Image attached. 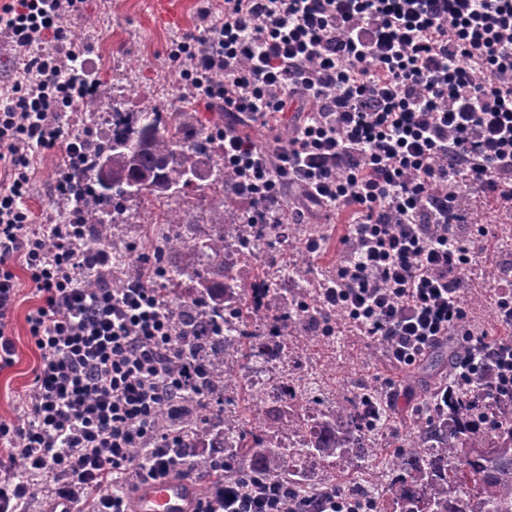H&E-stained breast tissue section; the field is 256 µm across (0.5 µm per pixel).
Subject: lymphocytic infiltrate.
<instances>
[{
	"mask_svg": "<svg viewBox=\"0 0 512 512\" xmlns=\"http://www.w3.org/2000/svg\"><path fill=\"white\" fill-rule=\"evenodd\" d=\"M82 2L0 11V41L29 53L23 90L0 98L1 368L16 354L13 266L40 299L27 316L37 363L22 421L0 423V512H25L37 493L76 512H126L140 484L189 466L153 424L199 373L170 339L171 308L153 288H86L111 251L86 244L79 217L33 224L24 206L35 152L60 146L70 160L89 143L60 120L98 90L66 78L81 51L63 21ZM172 58L175 82L232 120L274 126L302 102L287 146L260 147L231 122L217 149L245 223L284 236L314 209L349 212L346 260L318 289L324 309L402 368L457 330L459 273L474 254L458 231L459 190L512 212V0H224L222 17L185 33ZM461 342L455 376L485 403L512 397V338L468 331ZM201 477L194 512H362L336 491L299 500L274 478L245 485L221 467Z\"/></svg>",
	"mask_w": 512,
	"mask_h": 512,
	"instance_id": "1",
	"label": "lymphocytic infiltrate"
}]
</instances>
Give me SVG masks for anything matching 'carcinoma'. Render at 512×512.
I'll return each instance as SVG.
<instances>
[{"label": "carcinoma", "mask_w": 512, "mask_h": 512, "mask_svg": "<svg viewBox=\"0 0 512 512\" xmlns=\"http://www.w3.org/2000/svg\"><path fill=\"white\" fill-rule=\"evenodd\" d=\"M112 124L116 129L94 146L95 202L82 209L85 237L103 246L112 244V225L120 223L118 216L125 214L127 201L152 196L177 202L189 186V176L202 179V157L209 151L208 140L199 138L202 130L168 122L159 112L151 118L134 112L126 119L114 102ZM235 178L232 169L217 168L212 185L223 198L210 207L213 232L181 245L187 260L164 280L163 296L176 292L184 277L195 283L196 295L173 306V333L181 337L182 327H191L205 343L224 332L215 320L231 310L242 329L235 354L245 361L258 352L250 335L243 333L253 320L269 321L289 341H309L315 335L306 324L334 323L336 314L318 305H302L297 314L286 306L265 313L268 281L248 282L225 262L227 238H255L256 249L274 234L269 224L257 226L239 219L235 199L225 194ZM187 356L202 367L201 389L179 393L177 400L194 413L179 419L162 409L154 417L155 429L168 434L172 446L196 448L207 440L212 462L228 456L243 467L245 477L276 476L296 491L313 462L333 464L338 458L352 465L378 455L379 446L368 442V433L376 430L382 417L364 410L357 395L324 413L305 447L288 450L272 441L266 426L307 432V404L295 391L288 392V403L283 404L242 386L244 400L253 407V419L236 415L226 419L224 407L218 405L224 397L217 390L231 374L226 353L196 350ZM480 405L475 387L461 385L448 406L419 418L409 432L398 435L395 450L386 460L397 479L377 495L379 512H512V400L496 403L495 417L477 430L473 421Z\"/></svg>", "instance_id": "cac0c4a2"}]
</instances>
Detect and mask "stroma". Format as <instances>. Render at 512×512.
Returning <instances> with one entry per match:
<instances>
[{"label":"stroma","instance_id":"obj_1","mask_svg":"<svg viewBox=\"0 0 512 512\" xmlns=\"http://www.w3.org/2000/svg\"><path fill=\"white\" fill-rule=\"evenodd\" d=\"M201 0H183L185 25L183 29H169L154 15L152 0H84L82 11L68 24L70 39L83 47L81 78L107 89L115 101L126 103L138 112H189L201 117L210 126L224 123L219 106L197 104L186 98L183 90L173 86L170 73V51L184 31L202 26ZM62 163L57 151L40 153L33 161V186L27 207L36 224H61L68 218L62 203L55 200L51 187ZM472 221L464 225V236H476L479 225L495 224L501 244L499 260L512 262V223L500 224L490 198L476 196ZM160 206H147L138 201L128 204L129 220L117 226L112 234L115 245L125 248L126 261L142 260L155 243L169 230L160 218ZM298 235H314L320 248L313 253L293 251L287 239L274 238L270 248L256 252L243 260L241 267L247 278L264 277L272 280L277 290L270 296V308L280 305V293L306 292L311 302H318L314 283L323 275L335 272L343 261L347 245L346 218L320 213L315 223L299 224ZM471 284L466 301L467 323L470 330L486 332L489 340L497 341L512 336V331L501 327L494 308L484 289L492 277L485 267L484 258L460 274ZM37 302L34 295H26L13 321V335L17 356L12 367L0 370V421L16 423L21 419L18 396L32 381V369L37 355L30 341L25 316L29 307ZM369 340L363 336L337 335L329 343L316 344L308 352V370L304 375L300 393L303 398L313 397L325 389L342 398L352 389L365 384H386L387 405L392 416L384 434L408 426L409 416L418 409L423 395L435 382L446 379L452 370L451 354L456 338L433 350L416 366L405 369L396 366L385 349L368 352ZM326 479L351 485L385 487L388 480L383 458L371 460L353 469L339 462L323 467Z\"/></svg>","mask_w":512,"mask_h":512}]
</instances>
